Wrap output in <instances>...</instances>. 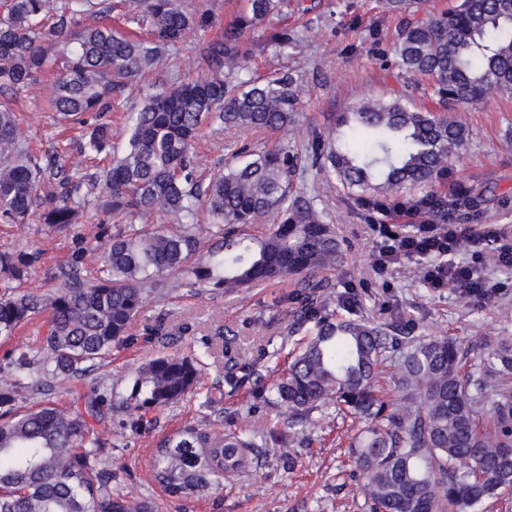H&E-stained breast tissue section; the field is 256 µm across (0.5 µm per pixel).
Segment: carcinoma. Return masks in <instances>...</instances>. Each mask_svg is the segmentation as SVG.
<instances>
[{"instance_id": "cac0c4a2", "label": "carcinoma", "mask_w": 512, "mask_h": 512, "mask_svg": "<svg viewBox=\"0 0 512 512\" xmlns=\"http://www.w3.org/2000/svg\"><path fill=\"white\" fill-rule=\"evenodd\" d=\"M284 0H245L224 36L200 47L204 73L176 78L144 95L128 112L127 140L118 150L107 112L125 111V86L165 54L177 53L191 35L212 24L207 10L191 12L180 0H120L125 21L148 31L140 38L110 24L106 0H3L0 16V89L19 91L57 68L50 104L63 119L87 127L81 152L109 160L97 207L128 229L104 246L102 275L74 276V266L50 295L0 296V338L49 312L42 348L12 354L15 380L0 385V512H162L165 504L133 501L112 492V477L97 461L94 424L112 409V394L91 387L112 346L129 339L143 312L147 288L181 272L191 285L226 292L258 288L288 277L316 319V332L288 370L269 388L288 412V425H305L313 410L341 403L365 424L351 445L361 490L372 512H471L512 493V343L489 349L486 362L465 370L471 348L447 336H411L361 318H336L318 299L320 274L342 258L331 225L300 185L317 172L336 178L371 205L411 189L432 186L463 146L466 128L453 113L476 108L492 94L512 98V0H458L446 13L415 17L412 0H384L387 11L406 14L393 46L397 66L425 76L450 115L412 109L406 99L365 98L336 113L319 130L300 122L301 96L286 70L259 79L238 77L248 54L244 40L281 10ZM266 44L298 47L293 31L275 29ZM250 129L271 135L296 132L291 144L242 142L224 167L198 175L195 140L203 127ZM83 178L70 173L60 153L27 148L21 120L0 102V223L23 224L44 198L43 223H79L73 199ZM431 197L433 220L475 210L463 194ZM221 231L208 255L194 232L199 211ZM174 216L180 229L155 226ZM255 224L273 228L259 236ZM38 253L0 254V272L28 276ZM396 361L395 403L378 395L380 368ZM202 369L192 358L149 360L128 395L135 413L163 408L196 393ZM66 383L68 406L54 401ZM38 396L22 403L19 389ZM262 446L245 433L186 425L160 439L153 477L178 499L249 468Z\"/></svg>"}]
</instances>
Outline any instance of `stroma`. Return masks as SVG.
<instances>
[{"instance_id": "1", "label": "stroma", "mask_w": 512, "mask_h": 512, "mask_svg": "<svg viewBox=\"0 0 512 512\" xmlns=\"http://www.w3.org/2000/svg\"><path fill=\"white\" fill-rule=\"evenodd\" d=\"M267 27L294 29L299 45L280 53L264 47L262 32H255L249 38L247 72L255 78L282 68L293 72L303 91L304 125L324 128L329 113L399 89L406 90L417 109L439 108L428 78H408L395 66L392 45L399 18L386 13L381 0H288ZM200 70L199 44L192 36L177 59L161 60L127 95L140 100L173 77H193ZM11 96L29 125L30 148L37 153L61 148L79 166L88 190L97 191L104 163L81 156L50 106L46 82L15 93L0 90V99ZM462 119L468 140L433 190L449 198L464 186L481 196L477 223L501 229L512 243V99L491 96L479 108L463 113ZM262 138L256 131L205 127L197 148L200 172L223 164L235 143ZM307 187L344 253L343 262L325 274L330 282L327 312L409 327L417 336L447 334L465 345L512 338V269L496 267L491 258L467 249L457 254V261L475 265L494 283L496 294L488 300L429 287L413 263L376 273L375 245L381 239L377 227L386 223V216L358 209L337 181L312 176ZM43 209V203H35L24 224L0 223V253L42 254L22 284L0 275V293L17 287L49 294L59 284L61 266L71 262L77 265L79 279L95 277L107 237L119 229L110 215L90 204L84 207L81 223L64 230L42 223ZM303 305L290 278L227 293L191 286L179 275L162 276L147 297L142 318L130 330L131 341L113 346L112 359L97 371V381L121 397L129 393L139 368L157 354H194L202 361L200 390L215 391L217 401L208 409L199 408L192 398L149 410L144 427L137 431L130 428L126 410L113 409L97 427L103 442L98 460L112 474L113 492L133 500L164 499L152 478L153 449L159 438L184 425L243 430L263 440L277 408L254 383L232 386L226 377L232 363H248L266 382H275L315 332L314 319L300 317ZM156 319L164 323L163 335L145 338L144 326ZM359 427L336 409H316L309 428L286 440L293 466L267 455L238 480L189 493L164 512H369L348 454Z\"/></svg>"}]
</instances>
